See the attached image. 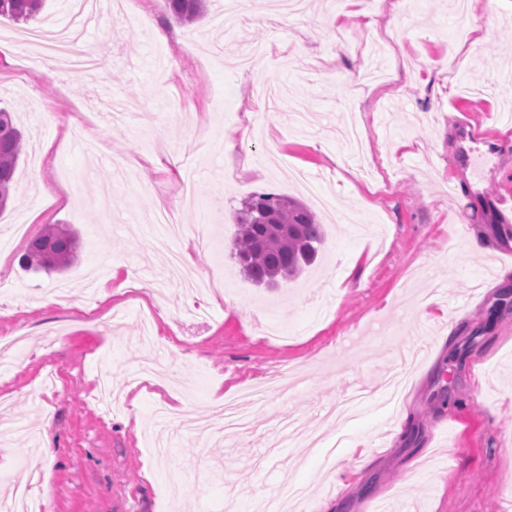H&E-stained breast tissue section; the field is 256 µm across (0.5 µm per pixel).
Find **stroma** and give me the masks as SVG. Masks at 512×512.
Instances as JSON below:
<instances>
[{
    "instance_id": "stroma-1",
    "label": "stroma",
    "mask_w": 512,
    "mask_h": 512,
    "mask_svg": "<svg viewBox=\"0 0 512 512\" xmlns=\"http://www.w3.org/2000/svg\"><path fill=\"white\" fill-rule=\"evenodd\" d=\"M143 2L147 24L107 14L92 23L84 40L102 49L96 70L59 83L40 81L24 40L61 20L62 0L26 23L0 17L11 51L0 55V104L25 135L16 198L0 213V336L33 345L0 371V409L23 427L0 438V477L29 458L44 474L35 512H161L166 497L225 512L226 488L243 506L284 483L307 490V512L321 501L337 512H374L379 501L393 512H512V229L496 207L512 195V121L501 118L512 83L496 68L512 57V0H475L462 19L453 0H306L299 18L253 0L251 23L231 38L215 10L185 27L166 0ZM259 20L269 53L245 69L236 52ZM369 63L381 78L348 84ZM261 83L307 102L304 130L288 113L255 110ZM177 99L187 119L167 121ZM78 107L83 136L51 124ZM159 137L197 168L193 203L152 165ZM115 149L138 158L136 182L113 178ZM255 193L314 211L319 198L340 200L319 218L317 262L276 288L254 286L230 256L236 212ZM165 202L185 237L139 222ZM51 224L79 236L62 273L22 261ZM474 232L485 236L478 254L467 248ZM164 239L190 249L197 276L217 277L208 322L183 316L182 288H167L161 319L123 272L112 275L118 264L165 281ZM49 333L55 342L41 345ZM288 369L306 380L299 399L268 396L250 434L206 444L217 398ZM355 381L373 387L370 399L348 419L323 420L321 407ZM48 409L46 450L28 433ZM292 412L335 442L333 469L324 449L278 441ZM160 437L170 451L152 458L147 482L141 448ZM360 441L375 456L366 466ZM357 469L358 486L340 497Z\"/></svg>"
}]
</instances>
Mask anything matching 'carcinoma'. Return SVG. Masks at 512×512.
Wrapping results in <instances>:
<instances>
[{"label":"carcinoma","mask_w":512,"mask_h":512,"mask_svg":"<svg viewBox=\"0 0 512 512\" xmlns=\"http://www.w3.org/2000/svg\"><path fill=\"white\" fill-rule=\"evenodd\" d=\"M44 0H0V16L16 21L36 17ZM172 17L194 22L205 0H166ZM23 136L13 113L0 108V211L12 200L17 162ZM237 234L231 257L246 278L257 286L276 287L299 277L311 265L324 244L323 226L305 205L288 197L262 193L248 198L236 216ZM76 236L54 225L29 245L23 261L36 269L61 271L76 256Z\"/></svg>","instance_id":"carcinoma-1"}]
</instances>
